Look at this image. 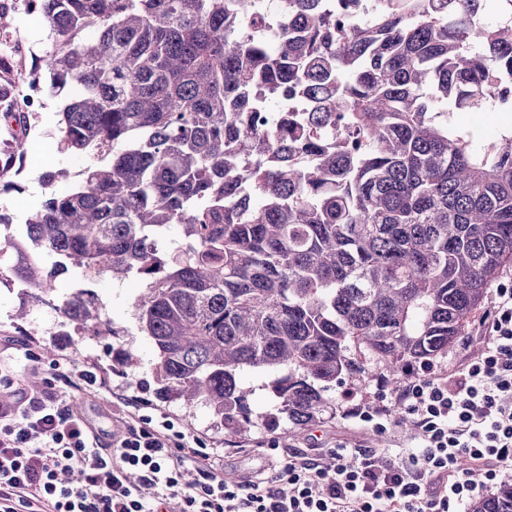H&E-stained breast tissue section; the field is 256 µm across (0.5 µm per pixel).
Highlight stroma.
<instances>
[{
	"mask_svg": "<svg viewBox=\"0 0 512 512\" xmlns=\"http://www.w3.org/2000/svg\"><path fill=\"white\" fill-rule=\"evenodd\" d=\"M13 27L20 56L27 68H34L37 58L50 44L43 17L17 10ZM62 107V99L45 98L43 109L31 121L28 136L29 147L44 144L55 152L50 169L37 168L31 158H23L9 176L11 188L0 186V209L11 214L15 232H23L27 217L52 189L72 187L82 181L85 168L103 167L111 162L110 156L93 151L79 156L67 151L56 117ZM48 171L59 176L55 186H47L43 180ZM141 286L135 277L122 282L108 278L89 281L76 272L53 277L42 289L16 281L0 282V377L31 386L33 393L40 395L56 384L60 356H67L68 369L76 372L95 366L102 383L76 394L73 406L101 437L110 438L118 428L121 399L134 397L145 414L154 416L164 411L171 416L176 429L194 430L204 445L213 449L217 465L228 477L248 474L258 458L268 454L279 457L292 450H304L322 455L340 442L393 449L405 443V431L401 427L380 434L347 414L351 404H371L379 392H393L390 383L382 387L374 383L366 387L352 388L346 384L337 387L336 417L332 421L303 430L287 425L275 429L258 426L244 436H228L223 429L214 427L213 415L203 403L187 405L158 399L154 351L148 337L137 327L132 306ZM82 288L95 291L102 302V318L116 332L111 348H104L98 337L68 324L61 315L63 301ZM21 339L27 341V349H18L17 342ZM116 349L130 351L135 356L120 371L112 368V352Z\"/></svg>",
	"mask_w": 512,
	"mask_h": 512,
	"instance_id": "35a3bbf8",
	"label": "stroma"
}]
</instances>
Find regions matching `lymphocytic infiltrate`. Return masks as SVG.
Segmentation results:
<instances>
[{
    "label": "lymphocytic infiltrate",
    "mask_w": 512,
    "mask_h": 512,
    "mask_svg": "<svg viewBox=\"0 0 512 512\" xmlns=\"http://www.w3.org/2000/svg\"><path fill=\"white\" fill-rule=\"evenodd\" d=\"M461 371L414 369L393 396L410 423L407 463L388 448L338 447L331 460L294 451L226 477L193 431L123 402L126 428L101 441L70 401L92 370L59 375L41 396L16 388L0 406V512H468L512 478V287L494 288ZM69 481H61V474Z\"/></svg>",
    "instance_id": "obj_1"
}]
</instances>
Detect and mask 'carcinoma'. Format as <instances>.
Listing matches in <instances>:
<instances>
[{
  "mask_svg": "<svg viewBox=\"0 0 512 512\" xmlns=\"http://www.w3.org/2000/svg\"><path fill=\"white\" fill-rule=\"evenodd\" d=\"M51 49L67 150L112 153L52 192L0 276H135L160 395L227 435L336 416V385L448 353L512 265V130L475 144L454 113L512 112V13L489 0H16ZM34 113L5 163L25 155ZM180 230L172 254L166 235ZM64 314L115 335L89 289ZM246 373L273 405L250 408ZM470 512H512V483Z\"/></svg>",
  "mask_w": 512,
  "mask_h": 512,
  "instance_id": "obj_1",
  "label": "carcinoma"
}]
</instances>
